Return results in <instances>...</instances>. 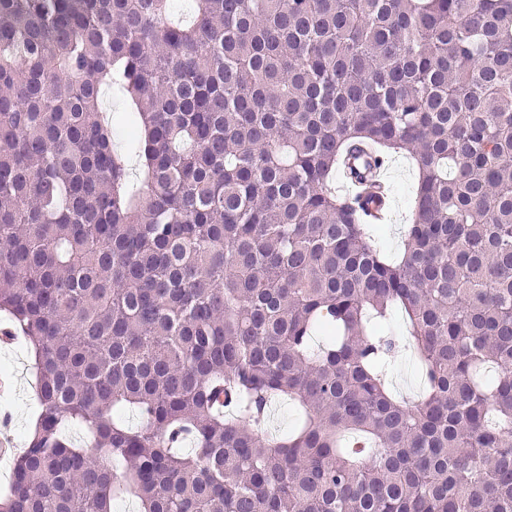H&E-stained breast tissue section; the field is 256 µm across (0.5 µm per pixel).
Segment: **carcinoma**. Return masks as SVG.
<instances>
[{
	"label": "carcinoma",
	"instance_id": "cac0c4a2",
	"mask_svg": "<svg viewBox=\"0 0 512 512\" xmlns=\"http://www.w3.org/2000/svg\"><path fill=\"white\" fill-rule=\"evenodd\" d=\"M174 2L0 0V311L38 406L0 512H512V0ZM400 150L390 257V199L333 184ZM275 399L301 420L263 436ZM405 153L395 155L387 171L393 211L391 220L381 228L380 234L384 249L390 253H397L402 247L404 217L416 185L417 172ZM391 384L393 393L410 399H417L420 392V377L417 362L407 346H402L395 354Z\"/></svg>",
	"mask_w": 512,
	"mask_h": 512
}]
</instances>
